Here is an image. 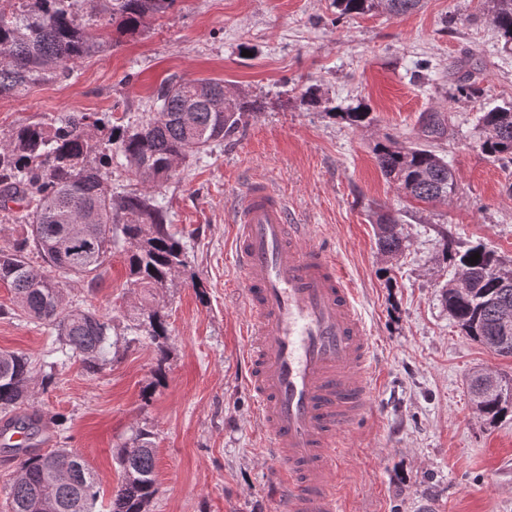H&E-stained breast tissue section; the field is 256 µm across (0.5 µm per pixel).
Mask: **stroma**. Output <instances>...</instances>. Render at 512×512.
<instances>
[{
	"instance_id": "1",
	"label": "stroma",
	"mask_w": 512,
	"mask_h": 512,
	"mask_svg": "<svg viewBox=\"0 0 512 512\" xmlns=\"http://www.w3.org/2000/svg\"><path fill=\"white\" fill-rule=\"evenodd\" d=\"M490 7L422 0L406 15L342 17L333 0H176L135 34L97 26L106 47L72 77L0 98V139L70 112L106 113L116 125L141 120L172 77L288 103L181 162L156 189L186 247L174 285L155 297L169 334L164 381L154 345L129 331L141 293L128 286L123 248H113L96 282L66 287V301L111 317L113 345L97 373L73 358L49 389H32L30 405L62 420L45 448L77 451L108 495L120 479L117 448L146 427L158 487L149 512H278L275 464L250 423L241 379L247 314L225 221L247 183L262 178L333 246L375 341L373 409L336 475L347 512H512V415L486 423L466 386L478 369L512 376V359L462 336L440 300L454 272L446 252L481 244L512 260V163L478 146L482 112L512 103V52L488 21ZM463 69L477 96L457 95ZM308 86L333 106L367 105L371 124L310 110L301 101ZM426 112L445 119L448 132L433 147L456 175L454 195L434 205L406 198L373 151L387 136L422 142ZM381 211L401 219L400 257L377 249ZM56 345L54 330L26 318L0 282V350L23 352L37 368Z\"/></svg>"
}]
</instances>
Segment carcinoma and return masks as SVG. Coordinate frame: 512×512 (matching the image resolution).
<instances>
[{
	"label": "carcinoma",
	"mask_w": 512,
	"mask_h": 512,
	"mask_svg": "<svg viewBox=\"0 0 512 512\" xmlns=\"http://www.w3.org/2000/svg\"><path fill=\"white\" fill-rule=\"evenodd\" d=\"M176 0H92L87 16L77 0H19L0 8V97L16 96L31 85L71 75V66L99 51L89 29L106 16L124 34H134L145 18L170 9ZM339 15L364 14L379 7L407 14L420 0H334ZM489 20L512 50V0H491ZM224 85L210 79L172 81L161 85L159 112L134 126H113L107 138L91 130L106 126L89 112H71L52 123L25 124L0 142V209L27 225V236L0 247V281L10 284L17 304L30 319L47 323L85 370L99 371L110 347L112 318L66 303L64 281H95L112 246L129 245V286L153 292L168 287L185 264V248L154 188L174 177L179 159L207 153L227 140L248 119L267 107L259 97H242L223 111ZM328 113L350 125L368 118L362 107H332ZM481 151L495 160L512 161V106L494 107L480 116ZM423 135L444 137V120L436 112L422 115ZM118 149L142 189L112 190V149ZM375 159L383 175L413 200L434 203L451 198L456 180L448 162L426 146H400L387 139L376 144ZM18 206L13 212L10 204ZM377 245L394 258L405 248L400 220L381 216ZM37 250L43 264L27 258ZM479 254L478 261L470 257ZM472 291L454 288L457 278ZM448 313L471 341L503 358H512V331H502L501 312L512 310V264L479 244L459 255L454 273L442 287ZM146 337L163 366L168 350L166 316L148 308L130 327ZM34 381L29 358L0 351V412L6 415L0 435L20 432L26 444L11 445L19 458L17 476L4 486L7 512H96L97 478L83 457L69 448L43 451L46 425L40 412L15 413ZM473 401L489 422L512 409V380L499 379L494 389L479 373L471 379ZM121 479L112 493L110 512H148L158 492L152 432L142 428L135 446L117 451Z\"/></svg>",
	"instance_id": "cac0c4a2"
}]
</instances>
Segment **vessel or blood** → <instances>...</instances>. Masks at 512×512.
<instances>
[{"label":"vessel or blood","mask_w":512,"mask_h":512,"mask_svg":"<svg viewBox=\"0 0 512 512\" xmlns=\"http://www.w3.org/2000/svg\"><path fill=\"white\" fill-rule=\"evenodd\" d=\"M248 315L244 381L285 512H344L334 474L377 384L373 338L329 244L264 180L231 210Z\"/></svg>","instance_id":"b4317fda"}]
</instances>
